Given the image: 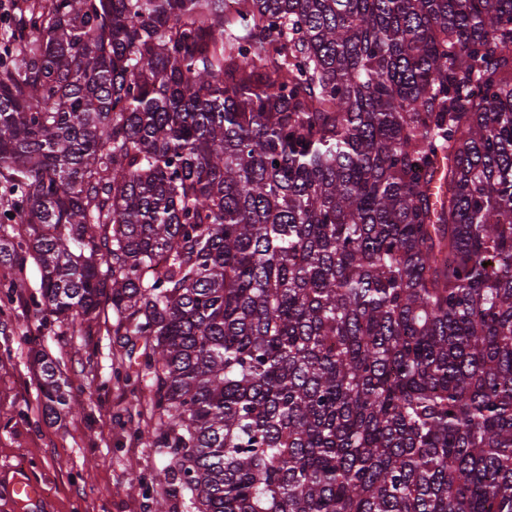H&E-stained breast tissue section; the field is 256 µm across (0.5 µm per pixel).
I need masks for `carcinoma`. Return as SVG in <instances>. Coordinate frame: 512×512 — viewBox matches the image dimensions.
Returning <instances> with one entry per match:
<instances>
[{
	"label": "carcinoma",
	"mask_w": 512,
	"mask_h": 512,
	"mask_svg": "<svg viewBox=\"0 0 512 512\" xmlns=\"http://www.w3.org/2000/svg\"><path fill=\"white\" fill-rule=\"evenodd\" d=\"M0 213L137 355L156 512H512V0H34Z\"/></svg>",
	"instance_id": "cac0c4a2"
}]
</instances>
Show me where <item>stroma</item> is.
Returning a JSON list of instances; mask_svg holds the SVG:
<instances>
[{"label": "stroma", "instance_id": "1", "mask_svg": "<svg viewBox=\"0 0 512 512\" xmlns=\"http://www.w3.org/2000/svg\"><path fill=\"white\" fill-rule=\"evenodd\" d=\"M59 362L84 408L44 418L37 354ZM135 373L115 337L60 336L38 330L20 304L0 314V512H22L10 496L16 476L40 483L48 512H153L162 487L152 478L170 459L141 447L132 431L146 423L149 392L116 380Z\"/></svg>", "mask_w": 512, "mask_h": 512}]
</instances>
